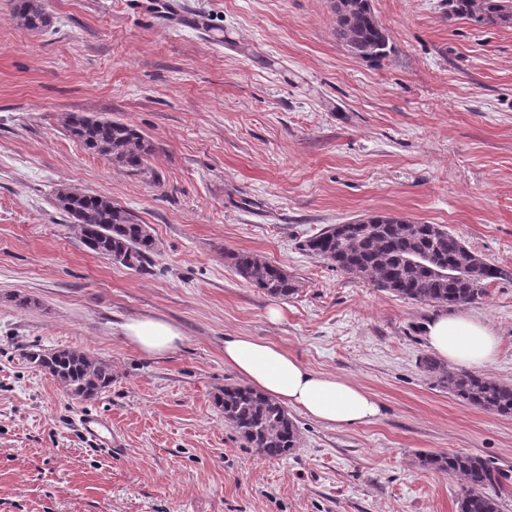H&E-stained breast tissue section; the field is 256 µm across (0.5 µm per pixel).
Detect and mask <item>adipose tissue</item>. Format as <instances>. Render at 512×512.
Masks as SVG:
<instances>
[{"mask_svg": "<svg viewBox=\"0 0 512 512\" xmlns=\"http://www.w3.org/2000/svg\"><path fill=\"white\" fill-rule=\"evenodd\" d=\"M121 333L128 344L154 358L169 354L183 339L176 325L151 316L125 322ZM426 339L442 359L468 370L491 365L499 346L498 337L486 322L461 312L433 317L426 326ZM224 363L263 396L332 428L362 425L381 412L378 401L360 386L314 372L288 352L263 340L225 336Z\"/></svg>", "mask_w": 512, "mask_h": 512, "instance_id": "obj_1", "label": "adipose tissue"}]
</instances>
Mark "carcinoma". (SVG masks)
Returning <instances> with one entry per match:
<instances>
[{
  "label": "carcinoma",
  "instance_id": "obj_1",
  "mask_svg": "<svg viewBox=\"0 0 512 512\" xmlns=\"http://www.w3.org/2000/svg\"><path fill=\"white\" fill-rule=\"evenodd\" d=\"M14 6L26 28L49 25L44 0H14ZM333 9L336 39L352 53L370 62L388 55V37L372 12L371 0H333ZM448 13L512 27V0H448ZM65 127L86 150L110 158L116 166L132 173L145 168L151 147L132 125L69 113ZM56 204L79 226L85 247L101 257L140 270L157 252L150 226L105 194L60 191ZM302 250L349 275L368 276L380 290L400 299L434 307L472 304L501 275L447 227L394 216L373 215L343 231L331 224L303 241ZM225 258L238 276L270 296L287 298L297 291L288 273L262 255L239 251ZM25 358L81 401L94 400L112 386V365L80 350L29 351ZM423 368L462 403L512 417L511 383L451 370L432 358L424 359ZM215 404L247 447L268 460L286 457L300 445V431L288 411L247 385L224 384ZM418 465L463 481L456 512H502L501 474L486 459L464 452H424Z\"/></svg>",
  "mask_w": 512,
  "mask_h": 512
}]
</instances>
